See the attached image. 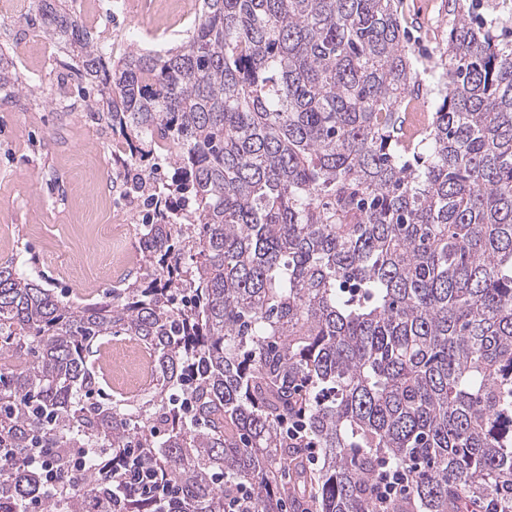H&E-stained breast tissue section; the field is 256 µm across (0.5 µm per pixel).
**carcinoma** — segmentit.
Segmentation results:
<instances>
[{"label": "carcinoma", "mask_w": 512, "mask_h": 512, "mask_svg": "<svg viewBox=\"0 0 512 512\" xmlns=\"http://www.w3.org/2000/svg\"><path fill=\"white\" fill-rule=\"evenodd\" d=\"M400 2L201 0L178 44L115 57L33 0L144 198L143 273L65 303L0 264V512H464L512 487V10L448 0L420 56ZM28 93L0 49V105ZM117 332L153 356L132 409L91 400ZM382 462L409 493L377 499Z\"/></svg>", "instance_id": "cac0c4a2"}]
</instances>
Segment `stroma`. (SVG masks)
<instances>
[{
	"label": "stroma",
	"mask_w": 512,
	"mask_h": 512,
	"mask_svg": "<svg viewBox=\"0 0 512 512\" xmlns=\"http://www.w3.org/2000/svg\"><path fill=\"white\" fill-rule=\"evenodd\" d=\"M404 2L417 47L447 36L448 0ZM31 8L32 0H0V45H9L21 78L35 88L0 106V262L14 261L61 300H108L126 279V256L137 253L136 227L124 223L121 200L96 192L114 167L110 136L100 134L84 107L66 111L50 100L56 84L70 78L69 59L26 25ZM128 341L118 334L90 348L103 397L133 399L147 391L111 373L110 347Z\"/></svg>",
	"instance_id": "stroma-1"
}]
</instances>
